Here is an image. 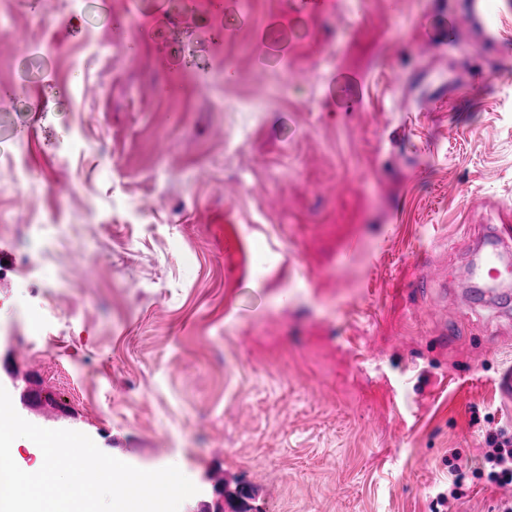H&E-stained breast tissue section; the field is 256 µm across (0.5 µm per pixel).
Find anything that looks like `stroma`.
<instances>
[{"label":"stroma","instance_id":"obj_1","mask_svg":"<svg viewBox=\"0 0 512 512\" xmlns=\"http://www.w3.org/2000/svg\"><path fill=\"white\" fill-rule=\"evenodd\" d=\"M461 2L0 0L16 412L177 466L181 512H498L512 298L469 269L512 248V40ZM502 439V440H500ZM486 443L489 447L484 455V466L489 482L498 485L512 484V448L511 440L488 434Z\"/></svg>","mask_w":512,"mask_h":512}]
</instances>
